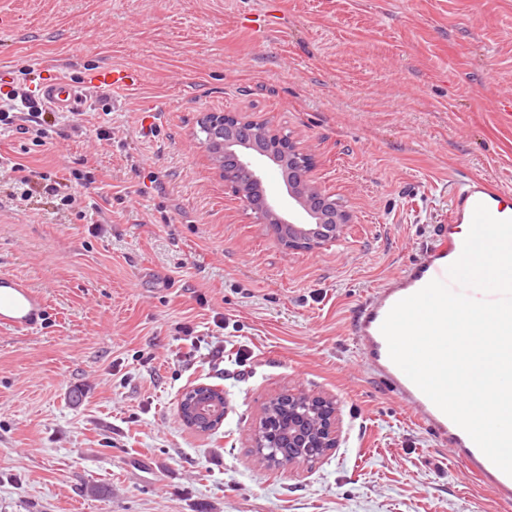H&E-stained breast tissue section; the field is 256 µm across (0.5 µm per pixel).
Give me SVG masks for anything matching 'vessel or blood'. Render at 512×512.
<instances>
[{"mask_svg":"<svg viewBox=\"0 0 512 512\" xmlns=\"http://www.w3.org/2000/svg\"><path fill=\"white\" fill-rule=\"evenodd\" d=\"M139 80L137 71L118 67L101 68L92 77L94 84L118 90L135 87ZM40 93L56 112L83 111L87 101L83 86L63 77L43 83ZM480 204L485 205L493 217L510 219L512 189L497 180L459 171L451 183L447 218L437 225L424 256L371 294L359 311L355 336L365 364L385 380L415 421L447 447L451 458L468 464L495 503L508 507L512 505V476L500 470L390 359L381 332L383 321L397 302L418 292L430 281L447 280V269L460 257L464 243L455 230L459 225L471 224L474 210ZM48 312L45 297L26 280L0 273V329L18 334L36 332L44 326Z\"/></svg>","mask_w":512,"mask_h":512,"instance_id":"b4317fda","label":"vessel or blood"}]
</instances>
